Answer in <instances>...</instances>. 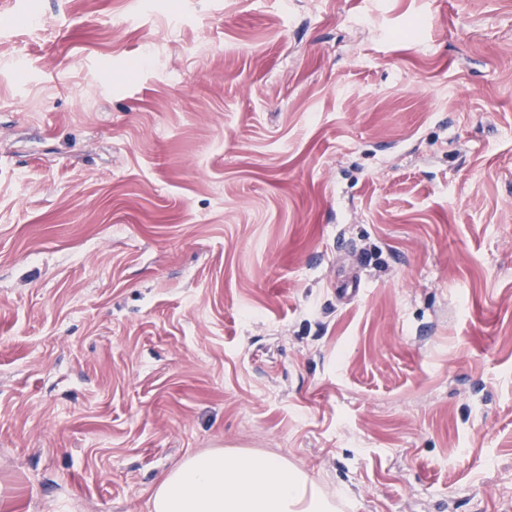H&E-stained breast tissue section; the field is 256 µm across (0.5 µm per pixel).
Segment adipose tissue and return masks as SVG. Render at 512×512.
I'll return each mask as SVG.
<instances>
[{
	"label": "adipose tissue",
	"mask_w": 512,
	"mask_h": 512,
	"mask_svg": "<svg viewBox=\"0 0 512 512\" xmlns=\"http://www.w3.org/2000/svg\"><path fill=\"white\" fill-rule=\"evenodd\" d=\"M152 512H335L301 470L276 454L210 450L185 458L158 484Z\"/></svg>",
	"instance_id": "adipose-tissue-1"
}]
</instances>
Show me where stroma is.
Listing matches in <instances>:
<instances>
[{
	"label": "stroma",
	"mask_w": 512,
	"mask_h": 512,
	"mask_svg": "<svg viewBox=\"0 0 512 512\" xmlns=\"http://www.w3.org/2000/svg\"><path fill=\"white\" fill-rule=\"evenodd\" d=\"M208 449L512 512V0H0V512Z\"/></svg>",
	"instance_id": "stroma-1"
}]
</instances>
